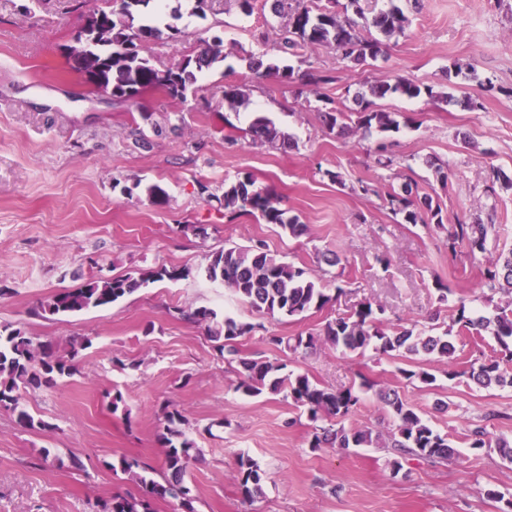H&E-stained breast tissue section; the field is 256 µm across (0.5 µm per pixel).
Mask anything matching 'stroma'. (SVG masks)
Returning <instances> with one entry per match:
<instances>
[{
  "label": "stroma",
  "mask_w": 512,
  "mask_h": 512,
  "mask_svg": "<svg viewBox=\"0 0 512 512\" xmlns=\"http://www.w3.org/2000/svg\"><path fill=\"white\" fill-rule=\"evenodd\" d=\"M272 4L256 0L246 16L233 0H213L205 16L183 15L180 41L149 42L144 56L166 69L217 37L224 61L198 73L185 99L148 91L123 101L91 91L67 63L81 24L73 0L34 8L29 0H0V282L12 290L0 298V324L22 326L60 349L88 342L74 375L25 396L47 430L24 429L0 410V512H94L97 501L131 488L110 464L125 456L160 466L158 407L165 401L185 416L200 450L188 472L196 512H501L503 500H512V462L467 443L480 424L512 438V387L448 379L433 358L424 366L435 384H410L398 372L401 356L345 354L327 344L292 353L268 342L318 332L362 302L383 308L389 327L449 324L453 311L438 300L440 281L456 295L480 296L487 260L512 250V189L485 195L491 171L512 178V0H379V8H402L410 23L387 39L384 56L364 64L322 44L299 55L285 49V21ZM259 56L297 69L308 61L335 80L315 90L257 79L248 60ZM399 78L434 90L379 101V109L409 117L399 131L365 137L323 128V111L353 109L368 84ZM228 83L245 86L247 106L225 105ZM468 95L481 108L465 107ZM259 117L289 135L287 148L248 138L227 143L233 129ZM382 141L393 160L387 168L374 152ZM334 172L340 182L331 181ZM406 172L418 195L439 203L445 223L495 225L486 255L449 250L446 231L392 213L388 195ZM240 173L252 174L256 188L298 216L307 233L294 238L250 214L228 219L220 196L225 180ZM362 183L369 194L358 192ZM153 185L165 190L164 204L148 196ZM196 224L206 225L207 238L193 235ZM259 240L320 271L341 295L321 310L273 318L201 274L210 250ZM332 252L339 263L320 266L321 254ZM95 262L110 276L161 264L191 275L139 288L108 308L34 316L41 300L79 287ZM176 305L226 311L255 329L230 356L204 327L172 318ZM244 359L286 364L333 389L357 387L360 403L345 427L386 439L395 425L376 391L398 390L448 434L456 454L445 463L412 457L395 472L383 448H310L316 425L286 393L236 391ZM115 392L123 402L113 411L108 396ZM242 454L265 472L264 493L251 502L238 489ZM75 457L82 468L72 467Z\"/></svg>",
  "instance_id": "35a3bbf8"
}]
</instances>
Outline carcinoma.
Instances as JSON below:
<instances>
[{
    "label": "carcinoma",
    "mask_w": 512,
    "mask_h": 512,
    "mask_svg": "<svg viewBox=\"0 0 512 512\" xmlns=\"http://www.w3.org/2000/svg\"><path fill=\"white\" fill-rule=\"evenodd\" d=\"M149 0H104L101 7L103 18L112 23L109 34L92 30L78 46L70 48L68 59L71 68L84 74L93 90L112 91V97L133 101L147 90H155L176 99L184 97L187 89L196 83L197 72L214 62L224 60L220 51L205 46L196 56H186L176 66L160 70L142 55L144 44L160 37L161 30L141 15V7ZM274 10L287 18L282 30V41L288 49L326 43L336 50L343 60L364 63L375 60L383 52V42L361 36L360 28L372 25L386 37L402 33L409 25L404 11L392 5L387 9L370 12L360 0H326L315 15L303 0H274ZM256 75H275L291 83L296 80L304 86L318 88L335 81V77L313 65L299 73L290 66L261 59L249 63ZM370 97L358 95L355 102V128L363 135L374 131L387 133L399 128L398 121L388 112L376 109L375 100L398 94L415 98L423 94L434 97L429 85L400 79L394 84L378 82L370 85ZM224 102L238 107L246 102V94L240 85L224 86ZM324 127L332 131L345 128V113L331 109L321 113ZM253 139L272 148L288 145V135L267 118L256 119L249 127ZM224 211L234 217L240 214L259 213L267 224L279 226L289 236L298 238L307 232V226L298 217L286 216V210L271 203V198L255 187V179L245 173L235 180L224 183ZM392 212L402 215L407 224H435L447 229L448 240L460 244L474 256L486 250L489 235L496 231L494 224H467L458 221L445 227L440 205L430 197L413 196V182L406 180L400 191L388 195ZM187 268L156 265L140 270L137 275L105 276L92 273L79 288L64 289L41 301L34 314L48 318L110 307L139 288L164 280L176 281L189 276ZM201 274L210 281H221L231 288L241 301L253 310L270 317L293 318L313 309L320 310L333 300L327 293L322 279L305 268L286 262L267 251L263 244L230 246L212 252ZM483 287L512 295V251L500 253L491 267L483 273ZM383 309L369 302L361 303L349 315L326 322L317 333L306 336H272L270 343L292 352L313 349L322 341L346 352H364L373 348L381 355L404 357L415 360L419 356L434 357L448 365V378L464 375L478 386L512 387V301L494 305L489 316H475L467 309L465 299H460L452 324L442 333L432 326L416 333L408 328L389 329L380 314ZM170 315L205 327L212 338L224 340V352L235 355V341L253 331L254 325L241 322L231 316L219 317L216 310L201 306L195 309L175 307ZM493 337L499 347L491 358H475L462 361L456 355L455 339L483 340V334ZM86 342L73 340L70 349L60 354L51 344L30 336L21 327L0 325V409L16 415L17 423L28 430L42 431L47 424L35 419L22 406L21 391L51 387L56 379L71 376L76 371V359L85 349ZM236 390L247 396H257L265 391H288L294 403L304 408L309 419L318 421L324 416L346 417L359 403V396L350 388L335 390L319 386L308 375L281 374L286 365L271 362L240 361ZM403 378L411 383L432 385L436 377L428 370L401 368ZM379 402L393 417L396 432L391 442L382 441V435L368 428H324L313 434L309 447L325 445L338 448H391L389 465L397 470L401 460L414 456L426 460L446 462L453 458L455 450L448 435L440 433L412 405L408 404L395 389L385 388L377 393ZM166 425L157 439L163 448L160 469L145 466L137 460L122 456L110 463L112 471L130 476L139 490L112 494L98 504L99 512H154L153 503L158 499L178 502L182 512H195L193 488L188 481V466L196 458L195 440L181 426L185 424L181 412L161 406ZM469 447L474 450L495 448L502 459L512 462V440L506 437L492 438L483 427L473 429L468 435ZM238 485L242 496L254 500L262 494L265 472L250 457L241 455L237 461Z\"/></svg>",
    "instance_id": "carcinoma-1"
}]
</instances>
